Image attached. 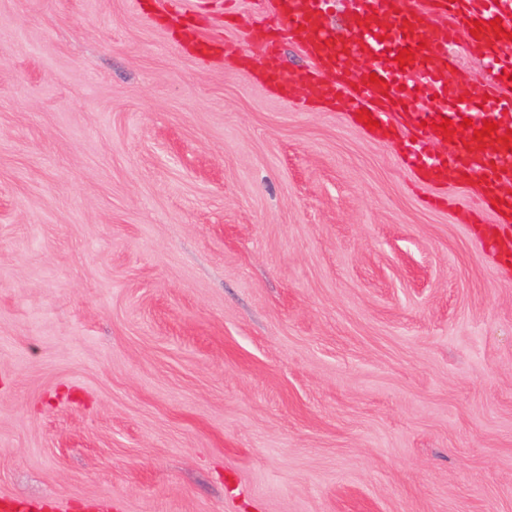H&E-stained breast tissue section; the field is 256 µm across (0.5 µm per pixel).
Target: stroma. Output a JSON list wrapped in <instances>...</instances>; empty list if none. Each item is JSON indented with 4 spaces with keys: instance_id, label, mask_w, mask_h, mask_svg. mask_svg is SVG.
Masks as SVG:
<instances>
[{
    "instance_id": "obj_1",
    "label": "stroma",
    "mask_w": 512,
    "mask_h": 512,
    "mask_svg": "<svg viewBox=\"0 0 512 512\" xmlns=\"http://www.w3.org/2000/svg\"><path fill=\"white\" fill-rule=\"evenodd\" d=\"M269 8L182 0L201 55L163 0H0V498L512 512L483 200L282 100Z\"/></svg>"
}]
</instances>
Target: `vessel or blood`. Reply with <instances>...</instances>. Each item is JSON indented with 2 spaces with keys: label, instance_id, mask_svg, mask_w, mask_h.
<instances>
[{
  "label": "vessel or blood",
  "instance_id": "1",
  "mask_svg": "<svg viewBox=\"0 0 512 512\" xmlns=\"http://www.w3.org/2000/svg\"><path fill=\"white\" fill-rule=\"evenodd\" d=\"M348 35L340 37L327 20L330 0H274L273 12L289 33L297 35L310 68L291 72L279 58L278 37L262 51V78L287 100L298 90L336 105L339 110L369 111L377 120L373 134L388 139L395 128L408 132L402 165L431 181L452 176L481 180L486 205L494 206L497 234L512 233V149L504 139L512 130V0H348ZM500 20L493 28L491 20ZM480 33H473L474 23ZM463 41L481 58L488 79L462 93L466 74L448 56V47ZM414 57L402 66L404 48ZM377 82H370V75ZM453 122L452 137L438 134L442 119ZM472 119L463 127V119ZM498 125L491 136H477L485 122Z\"/></svg>",
  "mask_w": 512,
  "mask_h": 512
}]
</instances>
